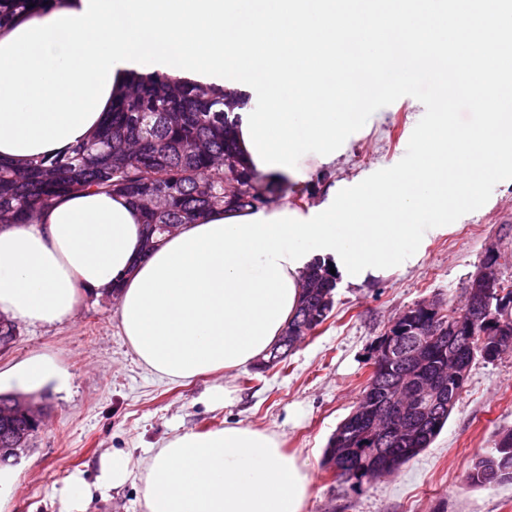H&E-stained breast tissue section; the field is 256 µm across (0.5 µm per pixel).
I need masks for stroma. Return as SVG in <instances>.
<instances>
[{
  "instance_id": "obj_1",
  "label": "stroma",
  "mask_w": 512,
  "mask_h": 512,
  "mask_svg": "<svg viewBox=\"0 0 512 512\" xmlns=\"http://www.w3.org/2000/svg\"><path fill=\"white\" fill-rule=\"evenodd\" d=\"M432 77L420 78L402 104L368 108L344 151L328 166L308 160L289 179L280 203L309 216L329 189L343 192L411 167L417 131L431 121ZM484 201L467 210L449 203L447 215L424 213L422 235L407 245L413 260L359 285L338 283L330 318L272 369L252 366L173 384L136 360L120 334L117 302L82 298L74 319L53 326L17 323L13 347L0 354L6 372L32 356L49 359L66 378L61 391L43 389L44 427L18 457L6 512H63L64 492L82 479L77 512H144L138 462L184 430L199 432L242 422L276 434L315 473L305 512H512V482L466 485L472 459L512 428V352L493 363L476 360L466 387L434 443L393 475L356 493L323 466L324 449L359 400L369 374L370 345L385 325L431 297L462 300L489 243L512 255V160L482 183ZM234 390L231 404L206 403L212 387ZM131 456L124 485L96 487L101 460L112 450Z\"/></svg>"
}]
</instances>
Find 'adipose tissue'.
<instances>
[{"instance_id": "adipose-tissue-1", "label": "adipose tissue", "mask_w": 512, "mask_h": 512, "mask_svg": "<svg viewBox=\"0 0 512 512\" xmlns=\"http://www.w3.org/2000/svg\"><path fill=\"white\" fill-rule=\"evenodd\" d=\"M453 70L463 101L496 111L461 125L444 112L418 137L409 170L361 184L301 219L287 206L215 209L144 249L131 199L85 192L0 226V314L71 319L82 294L118 296L142 366L171 381L265 359L293 318L306 266L358 284L404 261L423 210L473 198L512 148V0H50L0 24V159L21 164L87 141L132 73L223 88L238 107L242 163L297 174L335 160L371 86L338 74L336 50L382 53L389 39ZM145 512H304L308 465L271 432L186 430L140 464Z\"/></svg>"}]
</instances>
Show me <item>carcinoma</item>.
I'll return each instance as SVG.
<instances>
[{"instance_id": "1", "label": "carcinoma", "mask_w": 512, "mask_h": 512, "mask_svg": "<svg viewBox=\"0 0 512 512\" xmlns=\"http://www.w3.org/2000/svg\"><path fill=\"white\" fill-rule=\"evenodd\" d=\"M50 0H0V21L48 8ZM235 114L225 95L191 81H174L158 72L137 73L115 101L106 122L92 139L64 156L42 158L23 168L0 161V224L16 223L19 212H35L62 196L88 190L116 192L134 199L146 214L145 249H153L166 232L162 224H185L214 208L263 207L270 203L277 181H266L242 166L234 137ZM336 276L319 262L303 275L302 302L288 323L294 329L310 315L309 331L330 317ZM483 300L460 305L448 300L447 314L464 320V332L433 355V366L450 360L469 368L493 342L512 343V310L503 326L481 315ZM440 323L421 316L409 324L411 335L428 336ZM403 358L380 361L379 396L394 398L392 374L409 369ZM461 397L448 381V400L430 411V421L408 440L378 435L351 457H344L330 438L324 464L335 476L359 489L368 477L398 471L435 441ZM28 432L23 417L0 426V448ZM512 480V430L498 433L494 448L477 458L466 473L470 485Z\"/></svg>"}]
</instances>
